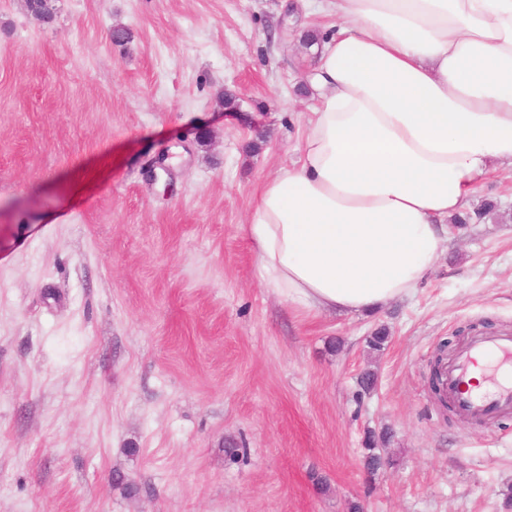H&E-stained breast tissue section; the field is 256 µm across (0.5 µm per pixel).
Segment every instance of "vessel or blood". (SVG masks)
<instances>
[{
    "instance_id": "1",
    "label": "vessel or blood",
    "mask_w": 512,
    "mask_h": 512,
    "mask_svg": "<svg viewBox=\"0 0 512 512\" xmlns=\"http://www.w3.org/2000/svg\"><path fill=\"white\" fill-rule=\"evenodd\" d=\"M492 357L498 366L512 367V329L473 334L448 360L438 367L441 386L457 412L464 418L490 425L512 418V377L499 380L490 375L491 390L474 391L471 370L477 358Z\"/></svg>"
}]
</instances>
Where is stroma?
Returning <instances> with one entry per match:
<instances>
[{"label": "stroma", "mask_w": 512, "mask_h": 512, "mask_svg": "<svg viewBox=\"0 0 512 512\" xmlns=\"http://www.w3.org/2000/svg\"><path fill=\"white\" fill-rule=\"evenodd\" d=\"M50 5L41 23L0 0V512H505L512 421L443 412L430 374L473 328H512V166L413 297L305 312L243 227L258 181L299 161L303 40L335 13Z\"/></svg>", "instance_id": "stroma-1"}]
</instances>
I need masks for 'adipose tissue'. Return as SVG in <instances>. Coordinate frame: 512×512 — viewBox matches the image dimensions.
Wrapping results in <instances>:
<instances>
[{
    "label": "adipose tissue",
    "instance_id": "obj_1",
    "mask_svg": "<svg viewBox=\"0 0 512 512\" xmlns=\"http://www.w3.org/2000/svg\"><path fill=\"white\" fill-rule=\"evenodd\" d=\"M298 166L246 221L266 283L310 312L411 297L448 218L512 164V0H336Z\"/></svg>",
    "mask_w": 512,
    "mask_h": 512
}]
</instances>
